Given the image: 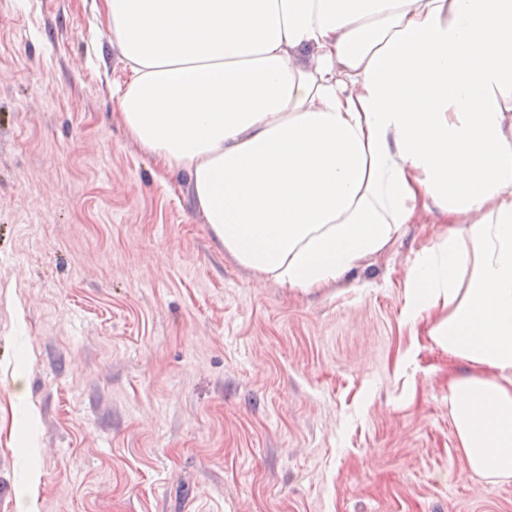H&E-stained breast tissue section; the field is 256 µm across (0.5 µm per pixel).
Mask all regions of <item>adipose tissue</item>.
I'll list each match as a JSON object with an SVG mask.
<instances>
[{"label": "adipose tissue", "instance_id": "ef3b65f1", "mask_svg": "<svg viewBox=\"0 0 512 512\" xmlns=\"http://www.w3.org/2000/svg\"><path fill=\"white\" fill-rule=\"evenodd\" d=\"M128 133L183 172L217 243L305 292L433 206L404 319L474 374L448 388L471 471L512 478V0H104Z\"/></svg>", "mask_w": 512, "mask_h": 512}]
</instances>
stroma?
Segmentation results:
<instances>
[{"instance_id":"35a3bbf8","label":"stroma","mask_w":512,"mask_h":512,"mask_svg":"<svg viewBox=\"0 0 512 512\" xmlns=\"http://www.w3.org/2000/svg\"><path fill=\"white\" fill-rule=\"evenodd\" d=\"M103 0H0V512H512L405 322L433 213L302 292L216 243L112 96Z\"/></svg>"}]
</instances>
